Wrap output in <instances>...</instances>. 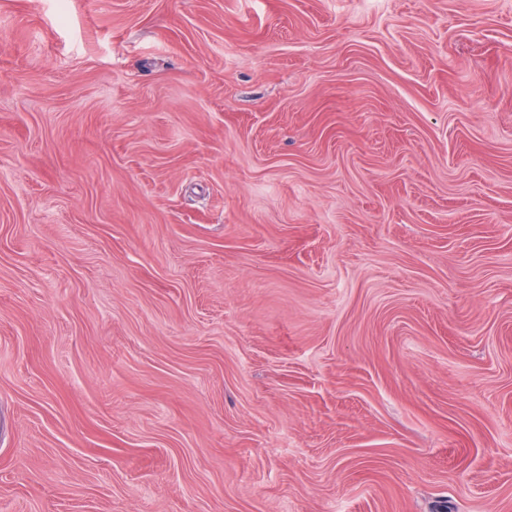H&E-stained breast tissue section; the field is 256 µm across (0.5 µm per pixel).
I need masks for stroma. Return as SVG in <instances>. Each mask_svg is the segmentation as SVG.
<instances>
[{
  "mask_svg": "<svg viewBox=\"0 0 512 512\" xmlns=\"http://www.w3.org/2000/svg\"><path fill=\"white\" fill-rule=\"evenodd\" d=\"M0 512H512V0H0Z\"/></svg>",
  "mask_w": 512,
  "mask_h": 512,
  "instance_id": "1",
  "label": "stroma"
}]
</instances>
